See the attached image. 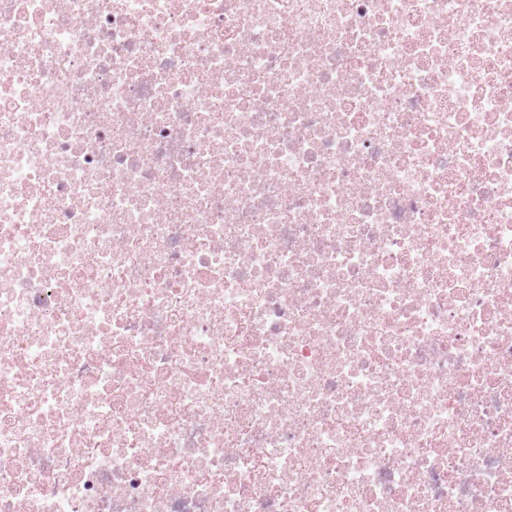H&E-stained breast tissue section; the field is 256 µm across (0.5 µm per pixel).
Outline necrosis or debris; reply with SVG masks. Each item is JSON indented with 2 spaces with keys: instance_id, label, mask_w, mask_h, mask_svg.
Masks as SVG:
<instances>
[{
  "instance_id": "4bbe7bcc",
  "label": "necrosis or debris",
  "mask_w": 512,
  "mask_h": 512,
  "mask_svg": "<svg viewBox=\"0 0 512 512\" xmlns=\"http://www.w3.org/2000/svg\"><path fill=\"white\" fill-rule=\"evenodd\" d=\"M0 512H512V0H0Z\"/></svg>"
}]
</instances>
